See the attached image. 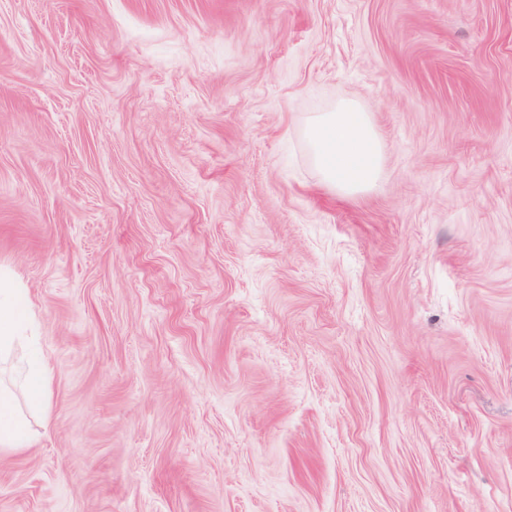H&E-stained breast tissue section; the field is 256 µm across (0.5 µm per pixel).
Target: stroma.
<instances>
[{"label": "stroma", "mask_w": 512, "mask_h": 512, "mask_svg": "<svg viewBox=\"0 0 512 512\" xmlns=\"http://www.w3.org/2000/svg\"><path fill=\"white\" fill-rule=\"evenodd\" d=\"M0 266V512H512V0H0ZM304 132L323 186L342 197L377 186L384 155L368 112L342 102L328 112L309 115ZM17 288L10 277L0 271V352L7 349L16 336L28 329V314L19 305ZM13 414V397L11 393L0 389V447L26 448L28 434L20 420L8 419Z\"/></svg>", "instance_id": "obj_1"}]
</instances>
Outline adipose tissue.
Listing matches in <instances>:
<instances>
[{"label": "adipose tissue", "mask_w": 512, "mask_h": 512, "mask_svg": "<svg viewBox=\"0 0 512 512\" xmlns=\"http://www.w3.org/2000/svg\"><path fill=\"white\" fill-rule=\"evenodd\" d=\"M304 132L323 186L342 197L377 186L384 155L369 114L357 104L342 102L330 111L312 113ZM27 320L10 277L0 272V352L24 335Z\"/></svg>", "instance_id": "1"}]
</instances>
